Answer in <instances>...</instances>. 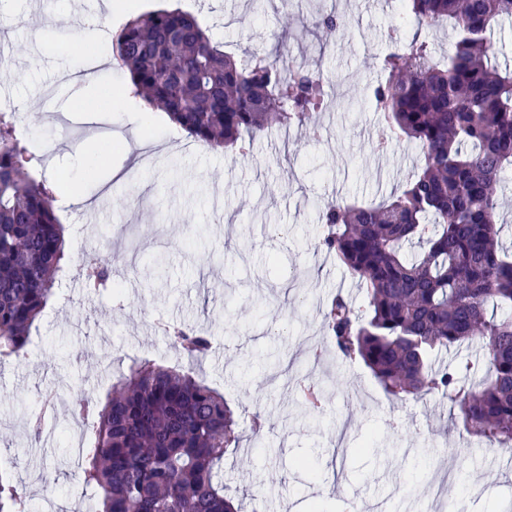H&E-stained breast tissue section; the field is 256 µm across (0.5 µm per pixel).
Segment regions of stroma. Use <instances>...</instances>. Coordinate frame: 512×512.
<instances>
[{
  "label": "stroma",
  "instance_id": "obj_1",
  "mask_svg": "<svg viewBox=\"0 0 512 512\" xmlns=\"http://www.w3.org/2000/svg\"><path fill=\"white\" fill-rule=\"evenodd\" d=\"M133 14L160 8L196 17L225 52L271 54L283 36L280 0H132ZM305 22L335 8L344 27L287 36L294 61L319 67L326 110L290 131L273 129L243 155L202 145L161 110L149 123L110 98L127 69L95 65L90 81L69 80L86 63V42L60 19V0H0V94L14 100L17 125L41 144L82 143L106 154L73 175L71 159L38 155L39 176L89 200L58 209L73 245L65 251L62 294L37 322L24 358L0 361V470L23 488L30 512H67L81 484V448L71 397L105 399L129 358L176 365L163 325L207 329L212 346L201 375L223 392L242 422L264 415L261 436L244 431L224 456V484L246 512H497L512 502V454L479 444L456 409L434 398L388 399L361 363L310 354L322 311L342 292L362 297L345 267L317 247L331 201L378 202L413 175L421 150L407 141L378 150L382 122L371 90L398 28L402 43L448 50L450 29L418 25L400 0H295ZM103 96L93 110L85 99ZM108 207H100L101 199ZM111 258L120 296L85 288L81 265ZM321 382L320 414L270 381L281 366ZM55 408L40 439L27 426L35 396ZM475 475L462 499L428 490L437 464Z\"/></svg>",
  "mask_w": 512,
  "mask_h": 512
}]
</instances>
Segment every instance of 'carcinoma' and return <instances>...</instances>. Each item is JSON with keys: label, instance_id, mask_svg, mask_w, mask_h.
Instances as JSON below:
<instances>
[{"label": "carcinoma", "instance_id": "carcinoma-1", "mask_svg": "<svg viewBox=\"0 0 512 512\" xmlns=\"http://www.w3.org/2000/svg\"><path fill=\"white\" fill-rule=\"evenodd\" d=\"M422 25L453 30L448 54L424 41L389 51L375 110L395 140L420 147L423 164L400 193L378 204L324 207L317 247L358 279L363 308L336 294L324 313L326 342L363 363L399 401L436 396L454 404L466 431L512 447V251L503 243L499 190L512 170V70L495 61L490 35L512 18V0H402ZM344 25L334 11L315 29ZM112 49L139 94L189 137L228 148L274 126L311 122L325 102L318 71L296 65L279 41L274 59H237L214 44L192 16L160 9L128 21ZM33 155L13 116L0 113V356L25 354L35 322L57 294L64 228L54 200L60 187L37 179ZM99 257L87 286L114 284ZM189 366L132 361L105 401L77 396L71 406L92 420L83 483L97 512H242L224 488V453L239 447L234 411L200 379L194 364L211 336L172 329ZM477 340L488 374L468 362L436 363ZM47 394L30 415L35 437L54 408ZM0 512H28L26 497L0 476Z\"/></svg>", "mask_w": 512, "mask_h": 512}]
</instances>
